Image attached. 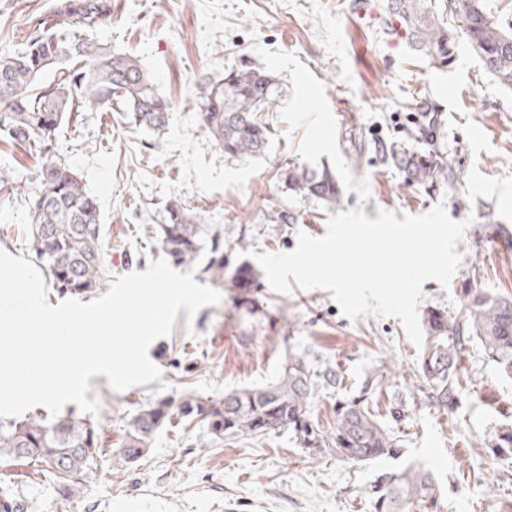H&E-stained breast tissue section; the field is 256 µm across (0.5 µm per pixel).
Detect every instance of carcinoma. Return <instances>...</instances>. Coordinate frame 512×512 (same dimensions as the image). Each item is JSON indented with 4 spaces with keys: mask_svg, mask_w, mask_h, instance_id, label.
Returning <instances> with one entry per match:
<instances>
[{
    "mask_svg": "<svg viewBox=\"0 0 512 512\" xmlns=\"http://www.w3.org/2000/svg\"><path fill=\"white\" fill-rule=\"evenodd\" d=\"M447 16L459 22L462 37L483 68L499 84L512 89V26L505 27L486 10L484 0H444ZM105 0H66L59 15L93 28L107 17ZM386 20L404 28L411 47L443 70L456 59L457 33L426 0H387ZM22 52L0 54V138L34 147L42 159L32 185H0L31 197L32 251L44 262L52 284L61 293L83 294L103 285L100 211L82 178L54 151L56 131L75 112H121L136 126L153 133L168 121L170 102L157 93L148 73L131 56L108 45L83 39L58 23L55 31L34 21ZM278 89L267 70L244 66L215 81L204 79L198 112L201 126L224 157L246 160L265 153L270 126L260 113ZM409 182L422 186L452 180L444 164L405 155ZM283 187L306 199L329 205L340 201L336 176L327 168L287 167ZM160 225V242L177 265L205 258L203 273L215 285L236 291L240 305L253 311L249 298L258 273L247 261L224 251V229L201 224L196 213L172 200ZM463 311L452 316L429 309L422 317L426 332L419 374L428 387L427 400L446 408L460 392V355L478 342L499 372L512 377V298L484 288L461 289ZM385 377L370 375L358 399L336 407L333 443L343 457L357 462L399 455L398 440L386 431L375 398L385 390ZM311 366L290 354L279 378L266 386L236 390L222 397L186 393L142 405L133 416L119 456L131 463L148 450L154 436L174 417L206 424L213 441L256 436L291 426L315 444L304 419L314 394ZM102 451L101 432L83 418L70 415L46 421L26 418L0 423V458L29 460L69 499L83 491L81 476L92 469ZM375 512H406L414 502L435 505L436 481L423 467L381 474L372 489ZM15 494L0 489V512H26Z\"/></svg>",
    "mask_w": 512,
    "mask_h": 512,
    "instance_id": "obj_1",
    "label": "carcinoma"
}]
</instances>
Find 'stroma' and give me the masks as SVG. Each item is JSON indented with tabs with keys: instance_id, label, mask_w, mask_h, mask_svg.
<instances>
[{
	"instance_id": "1",
	"label": "stroma",
	"mask_w": 512,
	"mask_h": 512,
	"mask_svg": "<svg viewBox=\"0 0 512 512\" xmlns=\"http://www.w3.org/2000/svg\"><path fill=\"white\" fill-rule=\"evenodd\" d=\"M59 0H0V53L23 44L27 18L52 19ZM109 0V16L90 37L140 60L172 108L163 131L148 134L115 112H78L57 131V156L97 198L109 277L146 271L162 258L157 229L170 200L203 223L224 228V249L246 243L256 253L295 249L298 232L323 236L337 211L363 209L421 215L444 204L466 222L456 246L461 263L448 286H422L423 308L459 315L462 284L512 297V89L498 84L467 46L455 65L432 68L407 40L386 32L385 0ZM249 64L271 71L279 93L266 117L275 133L265 154L225 159L202 128L199 80ZM433 120L424 123L422 109ZM433 154L456 179L426 188L387 158L390 147ZM291 165L332 169L338 206L288 195L281 172ZM39 154L0 142V176L34 183ZM293 223L279 220L281 211ZM25 198L0 192V250L36 261ZM195 316L179 311L168 337L148 355L160 380L124 391L91 378L89 398L104 451L83 477L78 497L62 498L35 465L0 460V487L27 512H374L377 477L416 463L434 472L436 508L408 512H512V453L493 454L512 424V378L469 343L458 368L463 386L452 407L426 403L419 349L398 319L345 317L331 292L268 281L255 289L254 312L237 308L224 289ZM306 355L316 390L306 418L319 432L307 448L289 428L213 441L206 428L180 419L161 430L133 463L116 454L127 425L147 401L187 392L219 397L275 381L288 355ZM340 374L331 386L327 371ZM385 375L378 402L384 426L403 452L369 462L345 459L330 442L336 403L356 397L368 375Z\"/></svg>"
}]
</instances>
